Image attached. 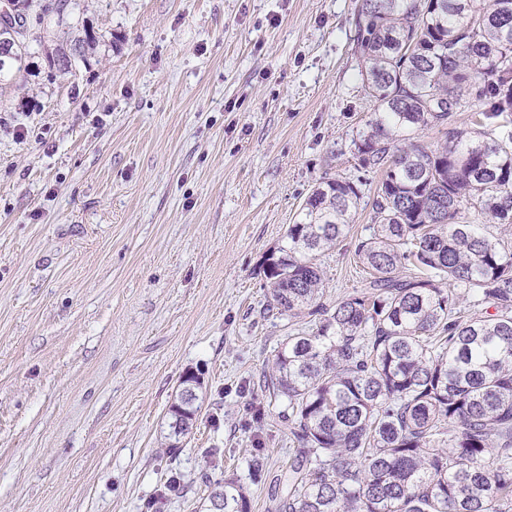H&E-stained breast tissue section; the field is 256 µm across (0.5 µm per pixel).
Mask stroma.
<instances>
[{
	"mask_svg": "<svg viewBox=\"0 0 512 512\" xmlns=\"http://www.w3.org/2000/svg\"><path fill=\"white\" fill-rule=\"evenodd\" d=\"M78 3L86 61L50 69L48 29L0 93V512H204L228 475L275 512L298 445L263 375L307 324L268 312L262 264L324 178L362 190L318 258L325 302L368 279L382 174L354 155L374 109L359 0ZM190 373L200 409L174 448Z\"/></svg>",
	"mask_w": 512,
	"mask_h": 512,
	"instance_id": "obj_1",
	"label": "stroma"
}]
</instances>
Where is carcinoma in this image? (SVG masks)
<instances>
[{
  "instance_id": "cac0c4a2",
  "label": "carcinoma",
  "mask_w": 512,
  "mask_h": 512,
  "mask_svg": "<svg viewBox=\"0 0 512 512\" xmlns=\"http://www.w3.org/2000/svg\"><path fill=\"white\" fill-rule=\"evenodd\" d=\"M70 8L26 0L14 19L33 35L79 29L55 47L61 71L96 42ZM355 45L375 101L355 155L383 170L355 250L368 285L321 302L318 256L347 238L362 199L346 178L312 190L263 265L267 310L311 323L265 382L302 448L277 512H512V245L470 221L512 224V0H361ZM27 58L22 46L0 63V82ZM464 111L472 131L433 148L409 141ZM200 385L182 381L176 442L195 424ZM208 500V512H250L234 476Z\"/></svg>"
}]
</instances>
